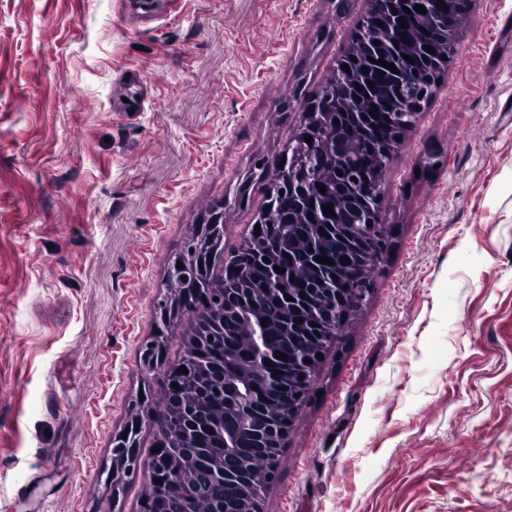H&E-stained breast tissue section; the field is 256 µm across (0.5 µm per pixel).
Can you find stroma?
I'll return each mask as SVG.
<instances>
[{
  "instance_id": "obj_1",
  "label": "stroma",
  "mask_w": 512,
  "mask_h": 512,
  "mask_svg": "<svg viewBox=\"0 0 512 512\" xmlns=\"http://www.w3.org/2000/svg\"><path fill=\"white\" fill-rule=\"evenodd\" d=\"M368 0H0V512H141L112 440L208 210L249 236ZM385 171L391 249L264 512H512V0H474ZM439 158L440 167L429 165Z\"/></svg>"
}]
</instances>
